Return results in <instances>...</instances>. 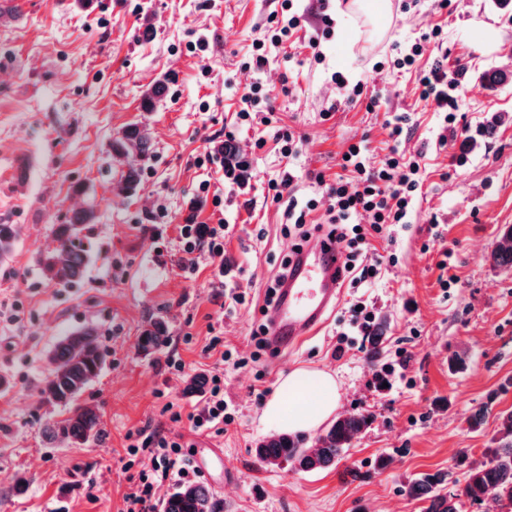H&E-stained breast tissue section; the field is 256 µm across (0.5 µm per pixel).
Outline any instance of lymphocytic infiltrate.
<instances>
[{"instance_id": "lymphocytic-infiltrate-1", "label": "lymphocytic infiltrate", "mask_w": 512, "mask_h": 512, "mask_svg": "<svg viewBox=\"0 0 512 512\" xmlns=\"http://www.w3.org/2000/svg\"><path fill=\"white\" fill-rule=\"evenodd\" d=\"M367 144H350L341 159L340 174L326 184L327 212L332 224L328 238L347 243L350 252L345 273H358L360 281H370L377 265L362 263L364 252L385 225L404 223L421 190L418 163H404L398 148H391L380 167L367 164ZM195 429H212L233 424L234 417L224 405L220 375H212L203 407L187 415ZM151 468L141 472L140 483L126 499V512H154V487L163 482L195 483L198 472L181 452L179 442L164 437L154 439L150 450Z\"/></svg>"}]
</instances>
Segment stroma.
I'll return each instance as SVG.
<instances>
[{"mask_svg":"<svg viewBox=\"0 0 512 512\" xmlns=\"http://www.w3.org/2000/svg\"><path fill=\"white\" fill-rule=\"evenodd\" d=\"M23 27L0 22V224L20 237L0 262V512H124L140 468L129 465L132 436L160 433L180 442L186 458L219 449L223 469L201 473L216 512H421L403 491L436 472L462 481L459 456L494 447L500 413L512 412V271L489 254L512 225V4L498 0H391L384 31L351 13L345 0L319 12L294 0L304 20L282 56L245 69L267 37L282 0H20ZM335 21L322 37V14ZM153 38H144L145 28ZM439 31L414 68L392 67L393 45L407 48ZM319 46H312V39ZM463 69L455 125L440 146L443 113L419 96V73ZM343 73L347 88L333 75ZM170 77L152 111L142 94ZM271 88L279 125L302 136L297 161L280 152L274 128L241 120L246 84ZM362 84V95L351 87ZM411 117L403 150L418 157L422 187L407 223L377 240L384 261L354 294L386 320V388H377L364 337L345 331L344 306L323 330L293 351L257 347L267 290L300 239L268 183L294 173L297 198L318 196L309 220L325 223L316 175L333 180L347 147L368 142L377 165L393 141L387 120ZM140 125L154 141L137 194L120 193L121 163L108 153L124 129ZM263 147H256L257 139ZM245 149L251 174L224 182L215 145ZM210 191H202V184ZM224 190L223 208L212 191ZM95 202L85 234L94 260L75 287L51 285L37 265L52 249V227ZM224 223V276L205 253L189 268L180 237L186 222ZM246 292L247 301L231 297ZM165 319L159 350L138 347L151 320ZM96 324L106 365L79 398L100 416V435L77 447L49 443L43 427L57 409L41 388L55 338ZM245 358L225 366L224 400L235 422L224 433L194 431L172 411L201 402L185 391L189 376L210 374L211 336ZM465 360L454 371L448 360ZM184 371H177V364ZM299 367L330 372L337 413L360 410L373 422L336 466L311 472L263 467L253 450L269 432L252 388L275 394ZM488 413L479 428L468 416ZM390 458L388 467L378 461ZM24 492H17L18 482Z\"/></svg>","mask_w":512,"mask_h":512,"instance_id":"obj_1","label":"stroma"}]
</instances>
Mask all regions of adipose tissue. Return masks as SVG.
Here are the masks:
<instances>
[{"label":"adipose tissue","mask_w":512,"mask_h":512,"mask_svg":"<svg viewBox=\"0 0 512 512\" xmlns=\"http://www.w3.org/2000/svg\"><path fill=\"white\" fill-rule=\"evenodd\" d=\"M337 407L336 382L327 372L298 368L281 382L278 392L269 399L262 420L272 430L312 431Z\"/></svg>","instance_id":"obj_1"}]
</instances>
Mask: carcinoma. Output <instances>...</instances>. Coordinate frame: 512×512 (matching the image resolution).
<instances>
[{
  "label": "carcinoma",
  "instance_id": "carcinoma-1",
  "mask_svg": "<svg viewBox=\"0 0 512 512\" xmlns=\"http://www.w3.org/2000/svg\"><path fill=\"white\" fill-rule=\"evenodd\" d=\"M168 90L163 80L156 81L145 93L143 105L149 110L162 99ZM136 154L143 160L152 156L149 137L137 126L124 130L111 143V154L119 158ZM222 156L224 178L239 183L247 177L250 162L237 144L226 140L217 146ZM142 187L141 167L130 166L121 171L119 192L137 193ZM92 208L75 210L66 223L54 228L56 246L38 258L46 279L66 288L78 283L93 258L92 247L84 242L83 231L92 223ZM19 236L16 224H0V260L11 254ZM495 267L512 270V226L504 228L501 240L491 253ZM386 324L373 326L367 342L368 356L378 364L384 353ZM167 324L157 318L145 328L139 337V348L149 353L161 347L167 340ZM100 330L94 324H86L56 340L50 361L53 370L43 387L46 400L63 410L61 418L51 419L45 428L48 439L68 445H80L101 433L100 417L93 409L77 404L84 389L97 378L106 364V355L99 345ZM372 422L365 412L340 415L321 434L312 446L302 433L283 432L260 441L254 448L258 462L272 468L290 467L298 471H314L336 463L344 449ZM498 446L484 450V460L466 463L459 458L456 465L466 468V482L460 489L446 490L448 474L437 472L409 482L405 493L412 499L426 503L424 512H461L462 500L482 505L492 502L495 512H512V413L499 417ZM163 512H213V496L203 484H189L177 488L163 503Z\"/></svg>",
  "mask_w": 512,
  "mask_h": 512
}]
</instances>
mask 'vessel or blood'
Instances as JSON below:
<instances>
[{"label": "vessel or blood", "instance_id": "b4317fda", "mask_svg": "<svg viewBox=\"0 0 512 512\" xmlns=\"http://www.w3.org/2000/svg\"><path fill=\"white\" fill-rule=\"evenodd\" d=\"M343 265L339 245L327 239L295 254L270 305L271 346L292 350L317 333L340 297Z\"/></svg>", "mask_w": 512, "mask_h": 512}]
</instances>
